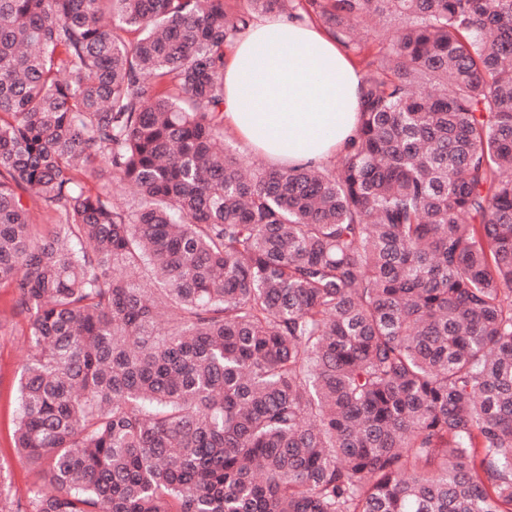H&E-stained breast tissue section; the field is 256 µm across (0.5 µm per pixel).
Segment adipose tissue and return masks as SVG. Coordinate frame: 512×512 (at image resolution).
Listing matches in <instances>:
<instances>
[{
    "label": "adipose tissue",
    "mask_w": 512,
    "mask_h": 512,
    "mask_svg": "<svg viewBox=\"0 0 512 512\" xmlns=\"http://www.w3.org/2000/svg\"><path fill=\"white\" fill-rule=\"evenodd\" d=\"M362 77L325 30L268 16L224 58V125L279 165L322 163L358 124Z\"/></svg>",
    "instance_id": "ef3b65f1"
}]
</instances>
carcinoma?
I'll return each instance as SVG.
<instances>
[{
    "mask_svg": "<svg viewBox=\"0 0 512 512\" xmlns=\"http://www.w3.org/2000/svg\"><path fill=\"white\" fill-rule=\"evenodd\" d=\"M229 2L0 0L13 447L46 473L0 512H512V0H308L356 55L400 27L335 166L253 170L224 49L295 0ZM394 33L390 18L385 14L377 15L375 17L372 27L359 28L355 32V36L367 47V54H375L382 47V42L385 37Z\"/></svg>",
    "mask_w": 512,
    "mask_h": 512,
    "instance_id": "carcinoma-1",
    "label": "carcinoma"
}]
</instances>
